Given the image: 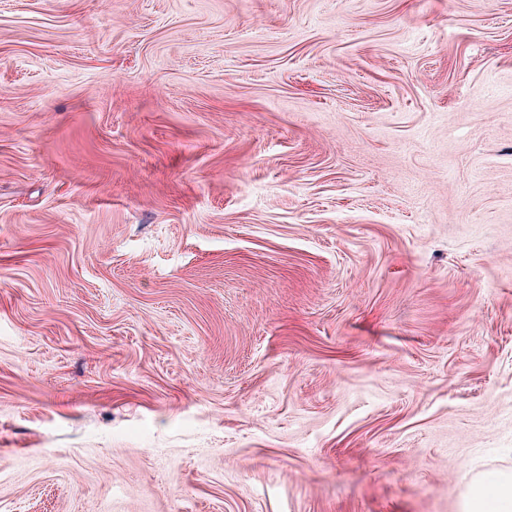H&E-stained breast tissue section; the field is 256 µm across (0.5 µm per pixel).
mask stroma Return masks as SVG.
<instances>
[{"label":"stroma","mask_w":512,"mask_h":512,"mask_svg":"<svg viewBox=\"0 0 512 512\" xmlns=\"http://www.w3.org/2000/svg\"><path fill=\"white\" fill-rule=\"evenodd\" d=\"M497 470L512 0H0V512Z\"/></svg>","instance_id":"stroma-1"}]
</instances>
